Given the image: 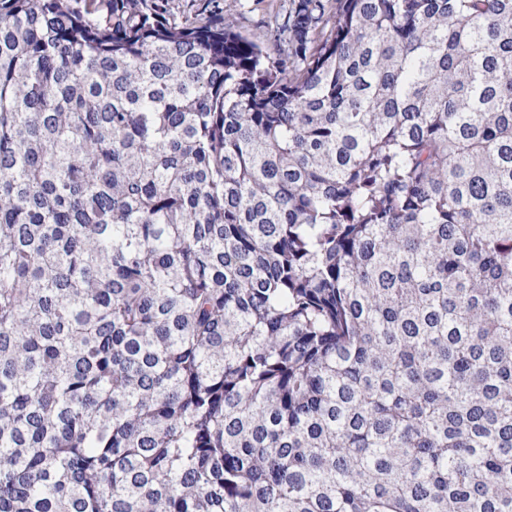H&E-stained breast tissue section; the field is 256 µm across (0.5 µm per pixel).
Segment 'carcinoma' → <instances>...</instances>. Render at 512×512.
Returning a JSON list of instances; mask_svg holds the SVG:
<instances>
[{"label": "carcinoma", "mask_w": 512, "mask_h": 512, "mask_svg": "<svg viewBox=\"0 0 512 512\" xmlns=\"http://www.w3.org/2000/svg\"><path fill=\"white\" fill-rule=\"evenodd\" d=\"M0 0V512H512V0ZM241 13V31L254 39L261 40L262 32L259 28L262 18L274 14L285 4L284 0H236Z\"/></svg>", "instance_id": "obj_1"}]
</instances>
